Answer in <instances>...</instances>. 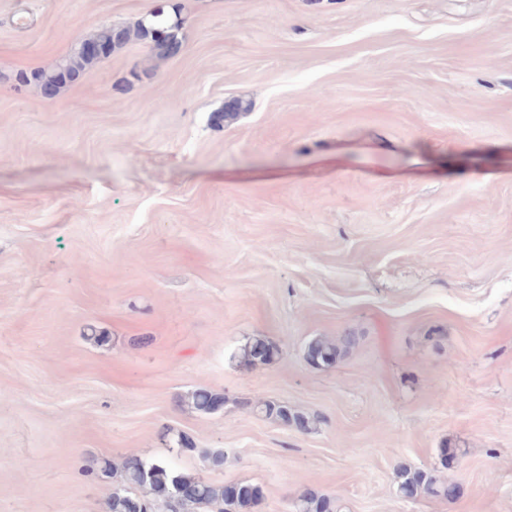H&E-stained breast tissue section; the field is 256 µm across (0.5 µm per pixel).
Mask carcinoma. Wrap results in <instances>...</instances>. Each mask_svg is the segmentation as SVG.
<instances>
[{
  "mask_svg": "<svg viewBox=\"0 0 512 512\" xmlns=\"http://www.w3.org/2000/svg\"><path fill=\"white\" fill-rule=\"evenodd\" d=\"M163 11L149 13V17L132 26L109 25L90 36L78 35L72 48L50 71L35 70L18 74L23 84L35 83L42 90L58 92L64 85L73 82L89 66L100 60L98 56L86 54L83 47L95 43L115 49L131 39H144L151 42L154 54L159 58H173L180 54L183 47L179 36L180 20L171 23L162 20ZM353 343V338L343 336L337 340L318 337L304 346L306 361L317 367H332L341 358L342 353ZM279 347L265 339H255L243 348L245 361L266 364L279 356ZM193 407L204 413L212 414L224 404V398L206 389H198L191 396ZM259 409L265 416L285 426L304 432L311 428L312 420L286 404L264 401ZM201 458L209 469L217 471L224 466V449L209 448L201 451ZM82 475L109 477L113 471L107 464L95 458L85 460L81 468ZM398 490L407 499L425 494H441L453 499L456 487L453 484H441L438 479L425 470L398 469ZM143 490L147 496L140 497L136 490ZM264 498L262 486L250 482L217 484L204 478L187 474L175 469L165 460H148L138 454L126 456L119 480L112 487L107 501L108 512H128L129 500L135 499L144 506L143 512H164L171 502H177L179 512H246L257 507ZM296 512H341L336 499L308 489L298 497Z\"/></svg>",
  "mask_w": 512,
  "mask_h": 512,
  "instance_id": "obj_1",
  "label": "carcinoma"
}]
</instances>
